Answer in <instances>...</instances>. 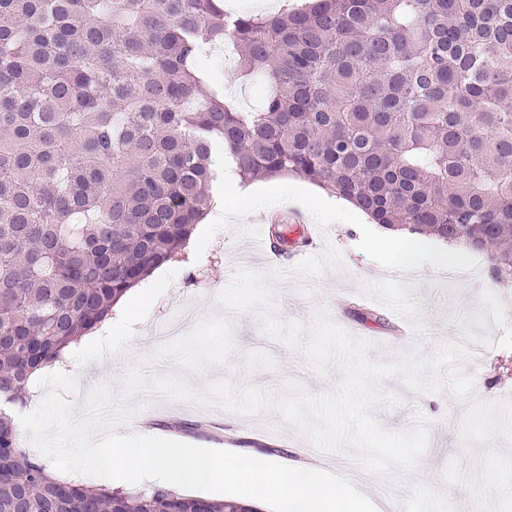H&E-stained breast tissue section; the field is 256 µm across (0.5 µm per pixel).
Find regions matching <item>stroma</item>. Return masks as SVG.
<instances>
[{"label": "stroma", "mask_w": 512, "mask_h": 512, "mask_svg": "<svg viewBox=\"0 0 512 512\" xmlns=\"http://www.w3.org/2000/svg\"><path fill=\"white\" fill-rule=\"evenodd\" d=\"M213 58L228 99L238 109L254 108L263 94L262 85L246 80L236 66L227 64L223 47L214 49ZM249 187L252 194L244 201L246 216L229 215L214 230L196 229L188 252L174 265L177 275L172 285L153 303L147 319L135 324L129 355H108L83 366L68 360L65 372L78 380L77 392L68 396L71 403L82 405L86 393L100 384L120 392L129 356L149 355L155 347V327L182 310L199 321L226 317L233 327L235 349L229 359L209 367L203 375L191 376L195 387L225 380L237 391L254 386L277 393L285 380L293 379L308 394L330 392L340 378L337 369L316 374L300 351L264 334L257 313L232 316L218 303V294L239 267L276 273L274 313L281 322L307 323L318 311H325L349 335L372 343L368 357L374 362L413 349L430 355L440 343L457 339L460 329L453 314L469 316L477 311L485 288L500 296L512 321V284L489 276L478 282H452L443 278L441 266L425 257L408 268L398 265L371 246L381 233L379 225L352 205L337 204L334 194L302 178L253 181ZM274 224L302 226L311 231L313 239L296 256L275 255L264 242ZM470 350L465 370L474 380V398L512 399V375L502 372L512 365V349L474 344ZM381 386L399 399L398 405L374 408L373 415L384 428L412 430L418 413L427 420L429 443L417 472L408 475L396 469L381 478L345 455L323 452L317 453L316 463L350 479L361 490L372 483L395 487L399 512H465L470 506L468 491L446 485L441 478L443 466L452 457H462L465 469L475 465L459 433L465 402L446 389L409 390L397 376L382 380ZM127 404L135 412L119 426L122 434L133 433L144 420L160 437L212 449L256 452L269 441L277 447L272 455L275 462L297 467L305 463L307 441L291 428H268V421L275 418L271 412L250 417L166 399L149 402L141 394L130 397Z\"/></svg>", "instance_id": "obj_1"}]
</instances>
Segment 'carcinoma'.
Returning a JSON list of instances; mask_svg holds the SVG:
<instances>
[{
    "mask_svg": "<svg viewBox=\"0 0 512 512\" xmlns=\"http://www.w3.org/2000/svg\"><path fill=\"white\" fill-rule=\"evenodd\" d=\"M0 0V404L177 260L220 148L512 270V0ZM230 43L264 104L213 80ZM0 512H241L54 478L0 412ZM261 1L267 2L261 6ZM279 0H224V9L234 14H258L273 12L278 8Z\"/></svg>",
    "mask_w": 512,
    "mask_h": 512,
    "instance_id": "obj_1",
    "label": "carcinoma"
}]
</instances>
